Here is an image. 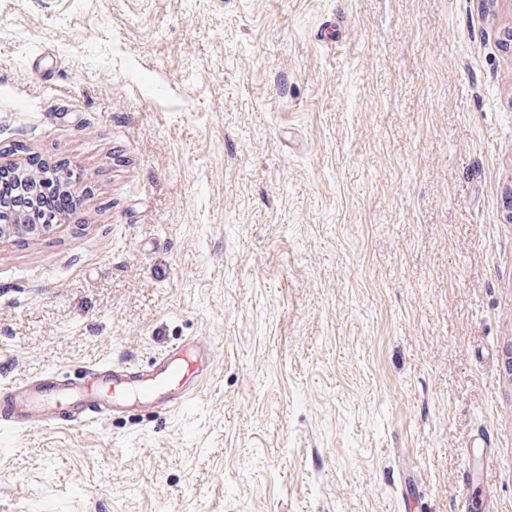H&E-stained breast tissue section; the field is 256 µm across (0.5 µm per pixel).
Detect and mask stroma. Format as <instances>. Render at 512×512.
<instances>
[{
    "mask_svg": "<svg viewBox=\"0 0 512 512\" xmlns=\"http://www.w3.org/2000/svg\"><path fill=\"white\" fill-rule=\"evenodd\" d=\"M512 0H0V386L196 342L187 404L0 427V512H512ZM492 477L463 494L468 447ZM16 171L7 165L0 169V199L12 203L13 208L25 213H31L34 222L41 220L45 215H52L53 219L69 214L79 205L76 194L61 188L56 183L45 184L40 188L35 202H31L20 195L15 186ZM19 223L10 222V224L0 225V239L6 234L17 235H43L51 232L56 224H29L26 218H19Z\"/></svg>",
    "mask_w": 512,
    "mask_h": 512,
    "instance_id": "obj_1",
    "label": "stroma"
}]
</instances>
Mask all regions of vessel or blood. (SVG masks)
Returning <instances> with one entry per match:
<instances>
[{
  "label": "vessel or blood",
  "mask_w": 512,
  "mask_h": 512,
  "mask_svg": "<svg viewBox=\"0 0 512 512\" xmlns=\"http://www.w3.org/2000/svg\"><path fill=\"white\" fill-rule=\"evenodd\" d=\"M197 361L187 346L159 354L143 373L119 364L91 369L76 387L21 380L0 390V420L12 422L49 405L71 417L88 406L101 413H133L146 404L177 407L188 399L182 381Z\"/></svg>",
  "instance_id": "b4317fda"
}]
</instances>
